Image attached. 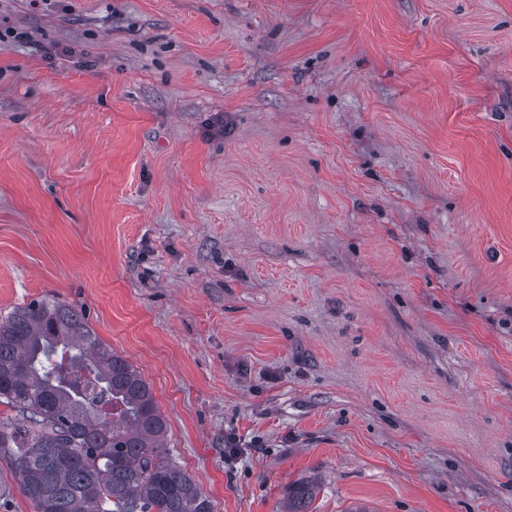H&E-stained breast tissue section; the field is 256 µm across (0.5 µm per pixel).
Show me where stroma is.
Segmentation results:
<instances>
[{"instance_id":"35a3bbf8","label":"stroma","mask_w":512,"mask_h":512,"mask_svg":"<svg viewBox=\"0 0 512 512\" xmlns=\"http://www.w3.org/2000/svg\"><path fill=\"white\" fill-rule=\"evenodd\" d=\"M0 313L149 383L214 512H512V0H0ZM318 484L312 480L302 481L288 489V507L286 512L309 511L313 499L318 493Z\"/></svg>"}]
</instances>
